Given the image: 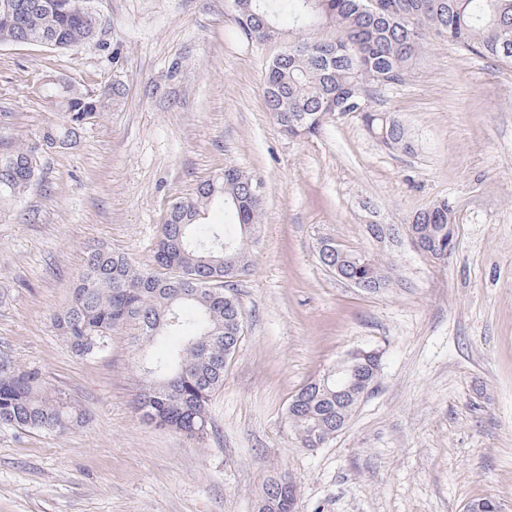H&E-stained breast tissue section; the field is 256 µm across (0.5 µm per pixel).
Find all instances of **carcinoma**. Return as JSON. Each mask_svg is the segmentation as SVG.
<instances>
[{
	"label": "carcinoma",
	"instance_id": "obj_1",
	"mask_svg": "<svg viewBox=\"0 0 512 512\" xmlns=\"http://www.w3.org/2000/svg\"><path fill=\"white\" fill-rule=\"evenodd\" d=\"M0 0V44L66 50L96 37V21L86 20L89 0H31L19 25L4 19ZM366 0H238L240 33L252 41L267 32L288 35V47L269 66L265 107L281 132L292 138L318 134L328 114L352 94L362 108H351L368 133L390 151L411 153L406 126L371 105L374 93L405 82L430 42L449 44L512 64V0H378L373 13ZM508 46L510 53L503 51ZM40 92L63 112V120L43 130L42 145L64 148L76 142L86 121L107 106L75 85L42 77ZM24 164L9 182L0 180V209L19 201L37 175L34 149L0 142V169ZM260 182L234 166L201 183L175 202L162 224L151 269L129 257L98 248L88 256L70 305L57 313L56 329L76 354L104 351L112 333L137 326L141 342L175 339L166 351L144 354L138 410L158 427L202 440L210 425L208 404L224 384L228 361L239 343L242 306L232 278L250 268L249 234L262 222ZM211 205L224 207V223L201 222ZM452 207L437 200L411 215L406 228L436 244L431 260L448 261V224ZM351 277L367 291L391 283L393 261L340 250ZM313 395L288 413V422L305 448H318L336 435V419L347 425L358 401H336V378L319 377L304 385ZM88 409L42 386L34 368L0 369V426L52 434L86 426Z\"/></svg>",
	"mask_w": 512,
	"mask_h": 512
}]
</instances>
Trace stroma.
<instances>
[{
	"mask_svg": "<svg viewBox=\"0 0 512 512\" xmlns=\"http://www.w3.org/2000/svg\"><path fill=\"white\" fill-rule=\"evenodd\" d=\"M96 38L70 50L0 45V140L37 150L38 177L0 211V357L39 369L90 423L45 434L0 426V512H254L279 473L297 512H512V65L433 41L375 108L410 130L384 148L350 115L317 136L282 135L264 75L284 42L241 36L228 0H91ZM55 75L109 104L76 143L40 148L60 123L38 92ZM233 164L266 185L248 275L234 282L244 336L197 441L144 421L139 342L114 332L73 353L53 316L91 249L152 265L171 204ZM456 247L437 264L407 238L377 292L324 267L322 240L378 245L439 199ZM355 348L379 373L348 425L303 448L292 395Z\"/></svg>",
	"mask_w": 512,
	"mask_h": 512,
	"instance_id": "obj_1",
	"label": "stroma"
}]
</instances>
